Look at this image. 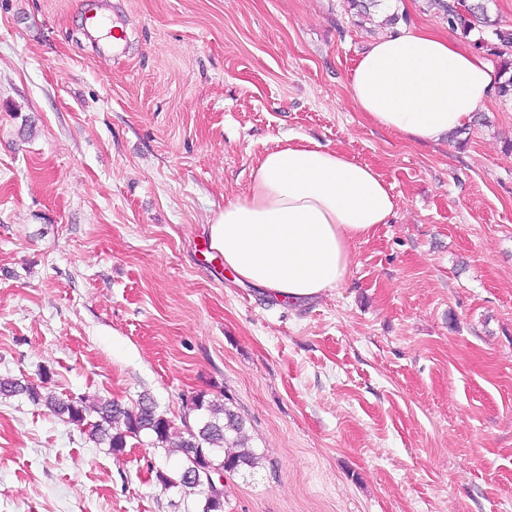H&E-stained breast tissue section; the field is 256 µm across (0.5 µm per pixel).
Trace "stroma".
Returning a JSON list of instances; mask_svg holds the SVG:
<instances>
[{"label":"stroma","mask_w":512,"mask_h":512,"mask_svg":"<svg viewBox=\"0 0 512 512\" xmlns=\"http://www.w3.org/2000/svg\"><path fill=\"white\" fill-rule=\"evenodd\" d=\"M346 0H0V378L179 420L226 395L262 459L224 512H512V100L417 144L355 107L368 44L447 31ZM124 32L112 46L106 31ZM307 137L398 208L345 284L290 306L203 264L257 158ZM162 450L122 457L0 397V512H199Z\"/></svg>","instance_id":"obj_1"}]
</instances>
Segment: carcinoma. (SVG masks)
Here are the masks:
<instances>
[{
	"label": "carcinoma",
	"instance_id": "cac0c4a2",
	"mask_svg": "<svg viewBox=\"0 0 512 512\" xmlns=\"http://www.w3.org/2000/svg\"><path fill=\"white\" fill-rule=\"evenodd\" d=\"M489 2L474 0L462 14L452 0H428L450 30L475 36L476 47L499 59L495 92L505 100L512 99V29L501 27L493 18ZM22 394L85 430L95 443L107 445L117 459L124 455L130 440L143 436L166 456L178 455L177 467L155 468V479L164 490L177 489L185 497L201 496V512H224V474L253 469L261 459L246 434L243 417L205 391L192 395L194 417L181 419L179 427L157 412L154 401L145 395L132 406L112 399L91 402L83 396L64 399L43 385L0 378L1 396Z\"/></svg>",
	"mask_w": 512,
	"mask_h": 512
}]
</instances>
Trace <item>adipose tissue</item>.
<instances>
[{
    "label": "adipose tissue",
    "instance_id": "ef3b65f1",
    "mask_svg": "<svg viewBox=\"0 0 512 512\" xmlns=\"http://www.w3.org/2000/svg\"><path fill=\"white\" fill-rule=\"evenodd\" d=\"M495 80L492 66L469 47L412 29L373 40L350 72L349 91L370 122L427 144L465 126ZM396 210L377 170L288 136L253 164L246 191L211 221L209 242L236 282L303 303L341 287L355 244Z\"/></svg>",
    "mask_w": 512,
    "mask_h": 512
}]
</instances>
